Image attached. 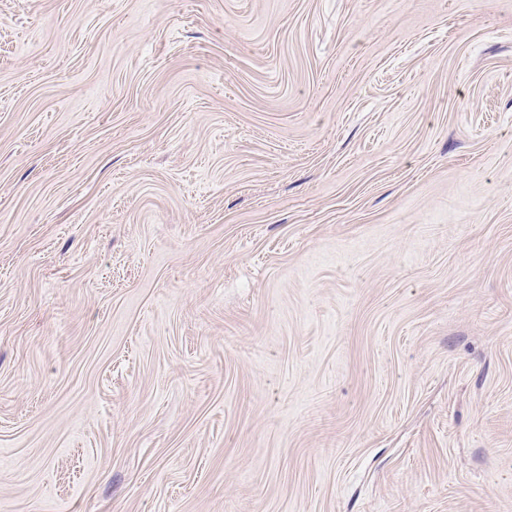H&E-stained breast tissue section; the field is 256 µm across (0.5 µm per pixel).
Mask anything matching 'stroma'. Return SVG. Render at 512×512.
<instances>
[{"label": "stroma", "instance_id": "1", "mask_svg": "<svg viewBox=\"0 0 512 512\" xmlns=\"http://www.w3.org/2000/svg\"><path fill=\"white\" fill-rule=\"evenodd\" d=\"M0 512H512V0H0Z\"/></svg>", "mask_w": 512, "mask_h": 512}]
</instances>
